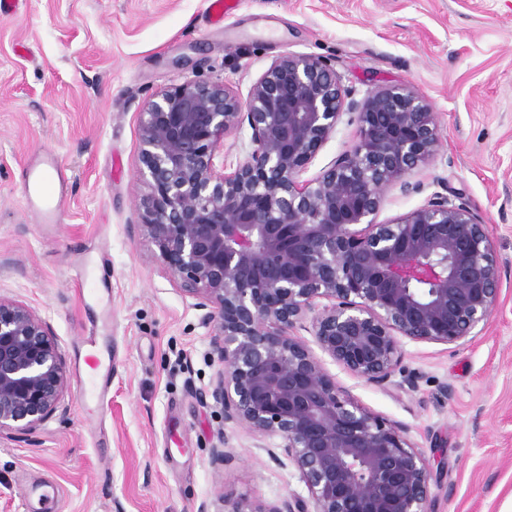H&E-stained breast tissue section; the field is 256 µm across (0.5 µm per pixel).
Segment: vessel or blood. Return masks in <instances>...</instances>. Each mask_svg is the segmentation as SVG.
Listing matches in <instances>:
<instances>
[{"instance_id": "1", "label": "vessel or blood", "mask_w": 512, "mask_h": 512, "mask_svg": "<svg viewBox=\"0 0 512 512\" xmlns=\"http://www.w3.org/2000/svg\"><path fill=\"white\" fill-rule=\"evenodd\" d=\"M64 178L55 154L46 151L33 163L25 188V202L36 210L43 223H60L65 211ZM89 354L77 369L79 397L82 402L102 408L107 404L108 378L112 373L111 357L99 356L96 337H88ZM54 495L40 485H25L20 489L22 512H32L34 503H41L45 512H50Z\"/></svg>"}]
</instances>
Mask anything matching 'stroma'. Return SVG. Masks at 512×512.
Returning a JSON list of instances; mask_svg holds the SVG:
<instances>
[{
    "label": "stroma",
    "instance_id": "obj_1",
    "mask_svg": "<svg viewBox=\"0 0 512 512\" xmlns=\"http://www.w3.org/2000/svg\"><path fill=\"white\" fill-rule=\"evenodd\" d=\"M288 53L330 60L353 100L403 85L437 113L441 146L411 176L422 191L389 189L378 219L436 194L466 203L494 241L500 307L471 342L404 341L383 387L323 364L424 453L431 512H512V0H240L220 28L207 0H23L0 15V296L50 324L70 375L85 332L112 313L107 406L86 413L72 383L35 432L0 441V512H20L26 479L54 487L56 512H196L222 498L252 512L308 498L292 465L204 400L218 369L210 330L136 227L151 95L221 81L244 96ZM358 137L344 115L309 175ZM41 151L69 170L59 224L24 204L25 164ZM83 261L106 267L100 302L79 297ZM222 440L237 458L219 472L210 450Z\"/></svg>",
    "mask_w": 512,
    "mask_h": 512
}]
</instances>
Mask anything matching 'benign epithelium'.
Instances as JSON below:
<instances>
[{"instance_id": "obj_1", "label": "benign epithelium", "mask_w": 512, "mask_h": 512, "mask_svg": "<svg viewBox=\"0 0 512 512\" xmlns=\"http://www.w3.org/2000/svg\"><path fill=\"white\" fill-rule=\"evenodd\" d=\"M349 95L330 62L287 54L244 99L189 81L155 93L139 117L137 227L204 311L219 364L206 396L225 423L278 440L264 450L291 462L310 494L251 512H429L424 454L336 386L293 331L311 322L324 354L383 385L403 340L463 344L500 305L494 242L467 205L437 195L376 221L385 190H420L410 176L440 147L429 101L398 85L370 93L356 146L303 178L354 108ZM244 125L249 150L227 173L217 151ZM66 388L50 326L0 297V437L33 432ZM234 460L211 450L216 470Z\"/></svg>"}]
</instances>
